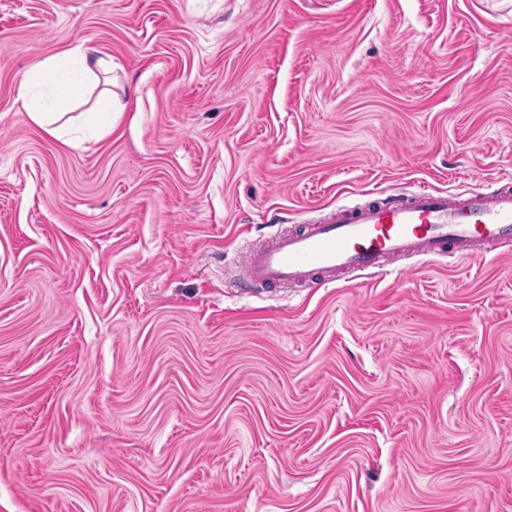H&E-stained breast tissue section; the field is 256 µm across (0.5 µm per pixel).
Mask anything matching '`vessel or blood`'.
Masks as SVG:
<instances>
[{"instance_id": "1", "label": "vessel or blood", "mask_w": 512, "mask_h": 512, "mask_svg": "<svg viewBox=\"0 0 512 512\" xmlns=\"http://www.w3.org/2000/svg\"><path fill=\"white\" fill-rule=\"evenodd\" d=\"M512 241V182L492 192L417 188L386 202L340 204L329 218L241 251V288L321 287L418 259L469 261Z\"/></svg>"}]
</instances>
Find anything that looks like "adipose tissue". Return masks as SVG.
<instances>
[{
  "mask_svg": "<svg viewBox=\"0 0 512 512\" xmlns=\"http://www.w3.org/2000/svg\"><path fill=\"white\" fill-rule=\"evenodd\" d=\"M112 63L91 48L78 46L66 56H49L33 66L19 85L17 99L30 119L57 138L66 137L61 119L100 75L110 73Z\"/></svg>",
  "mask_w": 512,
  "mask_h": 512,
  "instance_id": "1",
  "label": "adipose tissue"
}]
</instances>
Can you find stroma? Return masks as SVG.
Segmentation results:
<instances>
[{
    "instance_id": "35a3bbf8",
    "label": "stroma",
    "mask_w": 512,
    "mask_h": 512,
    "mask_svg": "<svg viewBox=\"0 0 512 512\" xmlns=\"http://www.w3.org/2000/svg\"><path fill=\"white\" fill-rule=\"evenodd\" d=\"M110 134L17 100L75 45ZM512 177V0H0V512H512V243L224 279L341 203ZM95 108L97 109L95 113L102 120L98 128L99 135L102 137L112 131V112H121V109L111 95H101L96 101Z\"/></svg>"
}]
</instances>
